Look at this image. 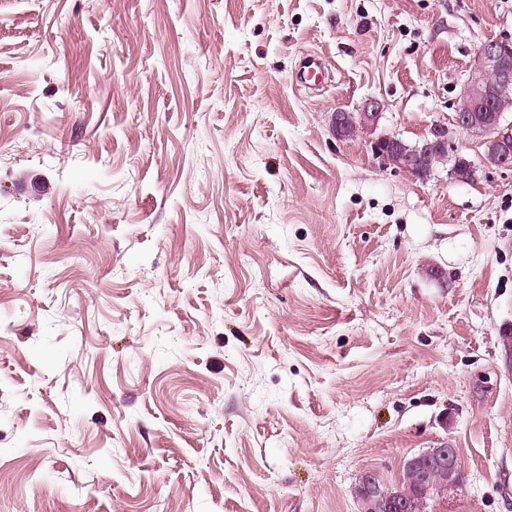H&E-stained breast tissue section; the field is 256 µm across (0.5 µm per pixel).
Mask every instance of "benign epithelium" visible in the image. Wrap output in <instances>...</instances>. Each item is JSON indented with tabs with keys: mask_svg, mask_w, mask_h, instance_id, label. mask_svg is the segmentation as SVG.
<instances>
[{
	"mask_svg": "<svg viewBox=\"0 0 512 512\" xmlns=\"http://www.w3.org/2000/svg\"><path fill=\"white\" fill-rule=\"evenodd\" d=\"M511 89L512 38L483 43L469 67L461 95L464 105L455 106L452 121V128L458 131L485 132L480 161L471 162L477 170L512 167V119L492 108L495 96ZM383 110L380 100H367L356 124L350 113L338 109L331 115L330 129L338 139L362 135L381 167L409 176L423 173L440 155L450 160L466 159L449 127L435 124L422 139L408 143L380 129ZM405 467L413 474L412 487L405 492L395 493L379 483L375 474H363L357 486L359 512H429L430 502L448 496L462 476L459 454L448 442L410 457Z\"/></svg>",
	"mask_w": 512,
	"mask_h": 512,
	"instance_id": "1",
	"label": "benign epithelium"
}]
</instances>
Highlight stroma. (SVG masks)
<instances>
[{
    "label": "stroma",
    "instance_id": "obj_1",
    "mask_svg": "<svg viewBox=\"0 0 512 512\" xmlns=\"http://www.w3.org/2000/svg\"><path fill=\"white\" fill-rule=\"evenodd\" d=\"M512 0H0V512H512V168L420 182ZM327 78L300 82L304 55ZM384 104L377 99H368L362 106L359 124H355L350 113L337 109L331 115L330 129L338 139L361 134L370 146L372 156L382 168L421 176L439 155L448 160H464L466 155L456 142L448 126L435 124L429 133L414 143L380 129ZM418 180V179H417ZM404 466L414 478L411 489L405 492L391 491L373 473L360 477L356 491L359 512H430V501L447 497L462 476L459 454L448 442L413 455Z\"/></svg>",
    "mask_w": 512,
    "mask_h": 512
}]
</instances>
